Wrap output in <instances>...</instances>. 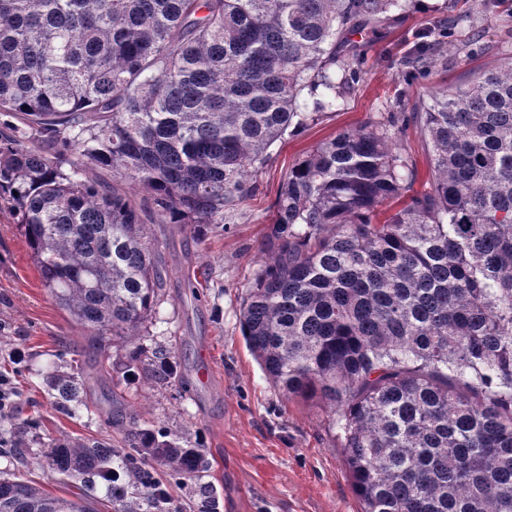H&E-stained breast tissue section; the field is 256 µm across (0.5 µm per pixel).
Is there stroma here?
<instances>
[{"mask_svg":"<svg viewBox=\"0 0 512 512\" xmlns=\"http://www.w3.org/2000/svg\"><path fill=\"white\" fill-rule=\"evenodd\" d=\"M477 16L485 47L463 61L437 62L411 80L397 62L413 48L414 33L450 13ZM365 63L355 88L315 123L284 136L252 175L257 190L224 214L225 229L196 233L154 224L158 259L166 270L161 300L147 325L144 347L166 346L187 385L156 386L125 375L127 346L100 357L86 352V333L42 287L30 249L14 217L0 215V373L21 393L16 415L29 421L24 454L0 457V472L29 478L55 495L83 501L92 512H115L106 481L86 488L49 472L41 454L53 437L106 438L123 445L126 415L178 433L203 448L210 462L196 480L169 486L171 507L185 512H360L333 427L320 401L286 400L247 349L239 311L260 265L259 246L289 168L337 133L405 109L394 140L420 177H427L432 147L414 118L430 90L455 87L512 57V0L485 10L482 0H414L408 13L359 38ZM81 358L85 406L70 418L55 411L46 391L48 372ZM208 372L200 381V372Z\"/></svg>","mask_w":512,"mask_h":512,"instance_id":"obj_1","label":"stroma"}]
</instances>
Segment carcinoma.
Masks as SVG:
<instances>
[{"instance_id":"cac0c4a2","label":"carcinoma","mask_w":512,"mask_h":512,"mask_svg":"<svg viewBox=\"0 0 512 512\" xmlns=\"http://www.w3.org/2000/svg\"><path fill=\"white\" fill-rule=\"evenodd\" d=\"M411 4L0 0V210L91 345L130 344L126 373L176 378L168 350L138 343L164 283L158 245L130 198L85 169L146 189L160 224L224 223L269 147L353 89L351 36ZM480 37L470 15L442 18L398 68L425 73ZM416 120L433 149L421 191L393 147V112L289 170L241 333L284 397L337 415L361 512H512V62L430 92ZM47 382L55 409L77 415L83 372ZM12 409L0 407V442L18 453L26 424ZM43 458L109 482L121 512H166L152 463L176 483L209 467L135 413L126 448L64 436ZM0 512L88 509L13 477L0 478Z\"/></svg>"}]
</instances>
